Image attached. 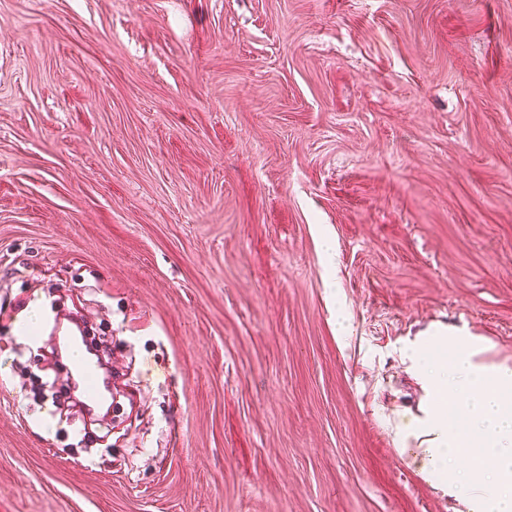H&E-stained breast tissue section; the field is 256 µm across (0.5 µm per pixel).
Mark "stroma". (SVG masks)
<instances>
[{
    "instance_id": "35a3bbf8",
    "label": "stroma",
    "mask_w": 512,
    "mask_h": 512,
    "mask_svg": "<svg viewBox=\"0 0 512 512\" xmlns=\"http://www.w3.org/2000/svg\"><path fill=\"white\" fill-rule=\"evenodd\" d=\"M435 324L512 365V0H0V512H466L394 434ZM46 315V307L43 301L30 304L18 315V322L15 324L14 331L23 330L28 336L36 335L42 328V321ZM80 328L73 321H56L53 333L57 339V354L66 367L67 375L79 395L84 398V405L89 413L102 409L105 402L104 381L98 376L93 384L90 380L97 374L99 363L96 356H92L85 346L81 336H76ZM80 337V339H79ZM82 355L76 358V349L83 350Z\"/></svg>"
}]
</instances>
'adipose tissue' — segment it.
<instances>
[{
  "label": "adipose tissue",
  "mask_w": 512,
  "mask_h": 512,
  "mask_svg": "<svg viewBox=\"0 0 512 512\" xmlns=\"http://www.w3.org/2000/svg\"><path fill=\"white\" fill-rule=\"evenodd\" d=\"M481 347L457 336L451 360L438 358L431 344L408 343L404 354L429 397L421 415L399 426L403 440L425 437L424 469L445 474L454 495L467 512H512V366L484 363ZM460 399L466 426L448 430L444 400ZM480 454L469 471H457L452 461L461 449Z\"/></svg>",
  "instance_id": "ef3b65f1"
}]
</instances>
